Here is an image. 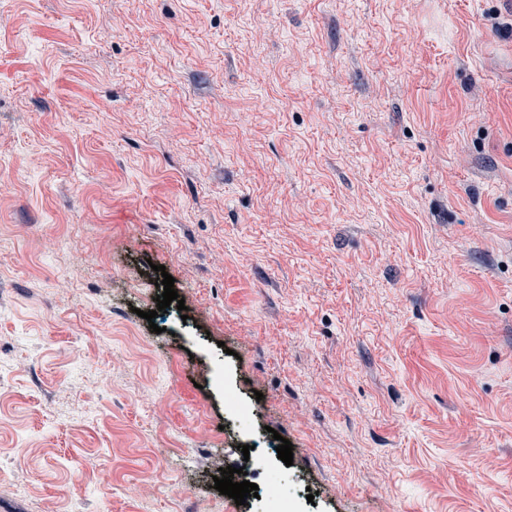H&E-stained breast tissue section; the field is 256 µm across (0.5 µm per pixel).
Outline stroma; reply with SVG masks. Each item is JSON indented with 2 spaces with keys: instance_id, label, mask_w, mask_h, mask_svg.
Returning <instances> with one entry per match:
<instances>
[{
  "instance_id": "obj_1",
  "label": "stroma",
  "mask_w": 512,
  "mask_h": 512,
  "mask_svg": "<svg viewBox=\"0 0 512 512\" xmlns=\"http://www.w3.org/2000/svg\"><path fill=\"white\" fill-rule=\"evenodd\" d=\"M282 438L294 512H512V11L0 0V512Z\"/></svg>"
}]
</instances>
